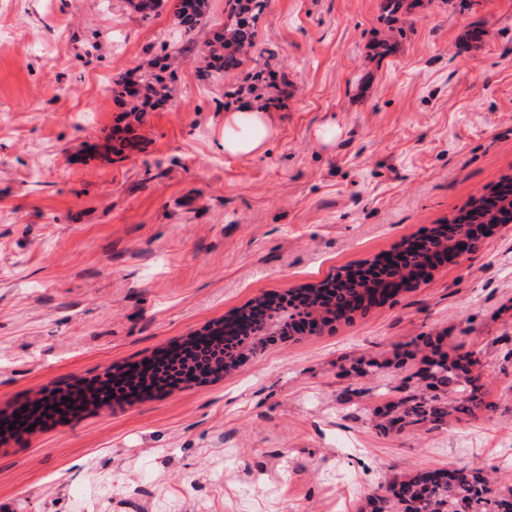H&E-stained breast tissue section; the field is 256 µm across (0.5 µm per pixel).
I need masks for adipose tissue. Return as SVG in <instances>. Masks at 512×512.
Segmentation results:
<instances>
[{
  "instance_id": "adipose-tissue-1",
  "label": "adipose tissue",
  "mask_w": 512,
  "mask_h": 512,
  "mask_svg": "<svg viewBox=\"0 0 512 512\" xmlns=\"http://www.w3.org/2000/svg\"><path fill=\"white\" fill-rule=\"evenodd\" d=\"M279 132L276 113L254 103H246L224 115V152L236 157L262 154Z\"/></svg>"
}]
</instances>
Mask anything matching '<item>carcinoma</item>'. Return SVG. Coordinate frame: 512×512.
<instances>
[{
  "label": "carcinoma",
  "mask_w": 512,
  "mask_h": 512,
  "mask_svg": "<svg viewBox=\"0 0 512 512\" xmlns=\"http://www.w3.org/2000/svg\"><path fill=\"white\" fill-rule=\"evenodd\" d=\"M228 22L213 31L202 50L204 66L198 70V78L204 83L224 80V74L244 65L247 52L243 47L256 45V25L269 6V0H226ZM198 28H178L177 53L190 54L197 49ZM266 71L255 67L252 83L225 92L227 96L255 93L262 82L256 77ZM129 73L112 76V98L124 107V112L136 117L155 110L163 98H169L170 86L165 76L154 69L144 70L139 77L135 92L128 90ZM448 233L440 234L435 228L425 227L420 234L430 237V243L438 247L449 241L454 232L474 231L486 227L496 228L512 224V174L501 176L498 182L484 187L483 192L469 198L445 220ZM366 262L344 266L329 275L318 285L302 289L308 303L304 314L311 323L351 319L350 312L375 298L373 284L366 282L363 268ZM419 342L413 340L395 348L394 367H403L405 359H413L418 353ZM426 368L419 369L413 377V388L406 390L394 404L392 411L384 413L386 419L376 427L386 431L394 428H424L428 431L444 425L451 416H473L492 408L486 402L480 383V352L468 350L450 354L435 348L424 356ZM512 499V486L485 476L478 468L450 467L441 471L435 483L419 488L416 476L389 485L384 493L371 498L372 512H459L464 503L468 512H500V508Z\"/></svg>",
  "instance_id": "carcinoma-1"
}]
</instances>
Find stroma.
<instances>
[{
	"instance_id": "obj_1",
	"label": "stroma",
	"mask_w": 512,
	"mask_h": 512,
	"mask_svg": "<svg viewBox=\"0 0 512 512\" xmlns=\"http://www.w3.org/2000/svg\"><path fill=\"white\" fill-rule=\"evenodd\" d=\"M257 45L280 131L224 152L249 66L192 55L170 98L105 153L108 82L174 43L125 0H0V415L141 361L267 293L374 259L512 174V0H271ZM334 123L336 139L317 129ZM424 336L481 352L494 410L380 433ZM384 376H357L359 360ZM512 485V224L349 322L251 351L219 379L0 443V512H368L448 467Z\"/></svg>"
}]
</instances>
